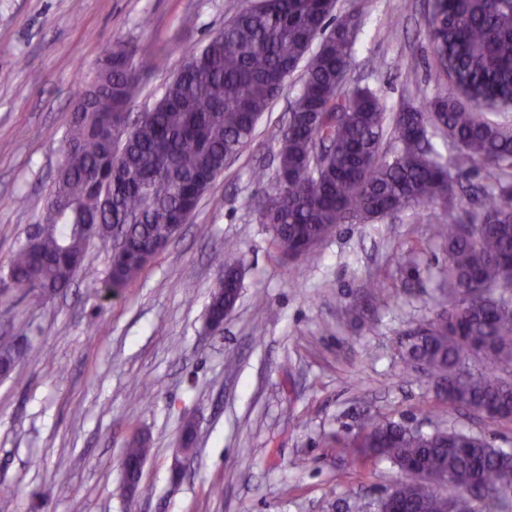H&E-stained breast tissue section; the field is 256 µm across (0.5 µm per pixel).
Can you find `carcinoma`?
Returning <instances> with one entry per match:
<instances>
[{
	"label": "carcinoma",
	"instance_id": "obj_1",
	"mask_svg": "<svg viewBox=\"0 0 512 512\" xmlns=\"http://www.w3.org/2000/svg\"><path fill=\"white\" fill-rule=\"evenodd\" d=\"M335 10L336 0H257L239 9L119 139L104 134L102 118L128 123L133 98L160 62L148 43L114 47L96 82L76 94L43 227L16 249L0 282L23 297L63 292L91 244L112 246L111 236L86 232L103 225L120 227L129 246L125 258L111 261L103 287H127L145 268L137 246L168 241L182 213L196 211L303 62L301 89L277 133L275 175L263 167L253 172L258 185L272 179L258 215L273 244L312 265L316 246L342 224L440 206L444 219L434 237L448 253L441 311L410 323L402 360L412 371L423 366V378L448 407L498 422L512 418V122L484 113L512 109V0H434L425 30L436 73L452 89L390 116L371 90H343L340 76L351 66L361 15ZM433 131L455 148V180ZM388 132L396 142L391 150L383 148ZM476 169L487 171L490 192L463 184ZM463 193L476 207H462ZM215 259L224 284L212 294L210 314L235 307L243 265L231 243ZM20 359L1 347L3 375ZM341 451L397 469L387 493L400 512H448L464 487L512 483V452L463 429L425 432L368 413ZM149 453L145 442L132 440L124 457ZM478 503L464 512H512L505 497Z\"/></svg>",
	"mask_w": 512,
	"mask_h": 512
}]
</instances>
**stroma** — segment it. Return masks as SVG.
Wrapping results in <instances>:
<instances>
[{"label":"stroma","instance_id":"1","mask_svg":"<svg viewBox=\"0 0 512 512\" xmlns=\"http://www.w3.org/2000/svg\"><path fill=\"white\" fill-rule=\"evenodd\" d=\"M428 0H337L361 11L350 87L387 111L449 89L424 29ZM242 0H0V267L43 219L79 87L119 43H152L163 60L132 107L151 111L189 55ZM400 39H392V29ZM285 81L255 137L229 160L188 223L119 295L94 288L110 253L92 245L60 295L0 298V344L23 346L0 379V512H338L396 480L387 462L338 453L365 413L423 430L457 425L512 449V423L441 411L407 370L399 343L411 318L436 310L447 254L435 206L375 224H343L291 262L261 224L255 168H275V135L301 88ZM243 256L240 295L221 332L207 307L225 243ZM195 459L172 471L185 422ZM152 453L136 498L122 492L123 450Z\"/></svg>","mask_w":512,"mask_h":512}]
</instances>
